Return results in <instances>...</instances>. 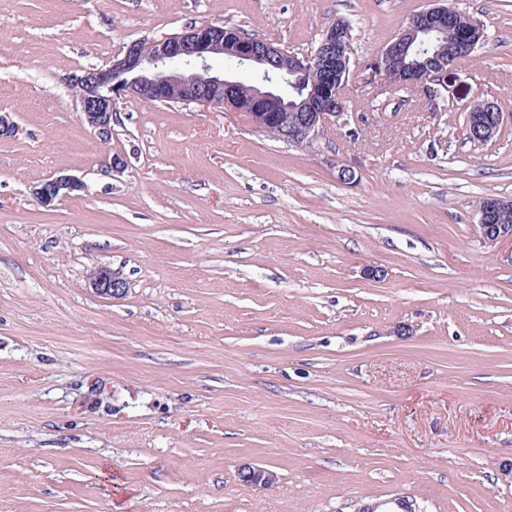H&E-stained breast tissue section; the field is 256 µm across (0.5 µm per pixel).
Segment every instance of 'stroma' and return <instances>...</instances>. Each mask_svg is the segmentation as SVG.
<instances>
[{"label": "stroma", "mask_w": 512, "mask_h": 512, "mask_svg": "<svg viewBox=\"0 0 512 512\" xmlns=\"http://www.w3.org/2000/svg\"><path fill=\"white\" fill-rule=\"evenodd\" d=\"M454 3L486 40L436 112L370 70L430 0H0V512H512V244L477 233L512 199V0ZM339 21L347 116L310 148L133 97L103 142L69 87L193 22L304 55ZM63 169L89 193L41 206ZM476 112H495V120L494 122L490 121L484 122L480 119V116L476 114ZM474 119V122H473ZM470 120V123L480 124L483 128V139L484 142H488L489 140L493 139L495 135L497 134L498 128L502 127L504 123V116L502 112H498L496 105L488 100H481L474 104L471 111L468 113L466 122ZM482 143V144H483ZM90 285L96 293L112 298L121 296L126 291L125 281L103 267L98 268L91 274ZM354 512H421L422 508L414 499L409 496L398 495L384 502H375L374 504L355 503Z\"/></svg>", "instance_id": "stroma-1"}]
</instances>
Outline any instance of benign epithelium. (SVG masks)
<instances>
[{"instance_id": "benign-epithelium-1", "label": "benign epithelium", "mask_w": 512, "mask_h": 512, "mask_svg": "<svg viewBox=\"0 0 512 512\" xmlns=\"http://www.w3.org/2000/svg\"><path fill=\"white\" fill-rule=\"evenodd\" d=\"M442 2L435 0L412 15L396 39L381 51L375 61V73L391 72L394 80L387 82L388 86L420 91L432 101L443 96L448 59L427 69L400 68L406 45L418 33L437 31L451 22L454 57L468 58L480 47L483 24L472 17L464 24L449 19ZM351 51L348 33L336 23L323 32L313 53L300 57H289L279 45L245 37L235 29L208 22L192 23L178 33L130 43L110 65L90 67L74 75L70 87L79 103L84 126L103 142L112 138L119 100L133 96L143 101L174 100L220 112H238L258 133L267 136L274 132L290 146L311 147L345 115V92L352 77ZM224 58L255 72L281 66L288 72L309 75L311 83L291 107L275 108L271 104V85L246 84L236 71L215 67V62ZM467 119L481 125L486 142L495 137L504 123L503 113L488 100L476 102ZM87 191L89 187L82 177L62 172L42 182L35 195L40 204L50 207L75 192ZM496 213L492 203L480 207L479 236L490 243L512 242V226L493 223ZM90 285L96 293L112 298L126 291V282L103 267L91 274ZM240 478L254 486H271L276 481L272 471L259 467L241 470ZM354 512H422V508L408 496L399 495L370 505L356 503Z\"/></svg>"}]
</instances>
